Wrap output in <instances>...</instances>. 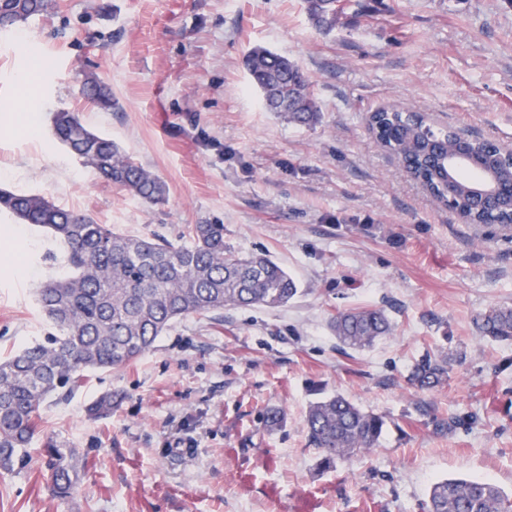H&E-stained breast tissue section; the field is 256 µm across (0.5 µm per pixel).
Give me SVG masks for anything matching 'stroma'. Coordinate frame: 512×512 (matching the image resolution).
<instances>
[{
  "label": "stroma",
  "mask_w": 512,
  "mask_h": 512,
  "mask_svg": "<svg viewBox=\"0 0 512 512\" xmlns=\"http://www.w3.org/2000/svg\"><path fill=\"white\" fill-rule=\"evenodd\" d=\"M341 4L326 32L302 0H54L0 35V189L132 237L220 224L227 249L270 255L300 289L280 308L187 317L136 361L46 402L25 465L0 469V512H425L442 479L512 490V345L474 327L512 304V229L438 205L366 122L412 108L512 150V0ZM257 45L312 78L316 125L264 110L244 66ZM89 77L111 88L112 109L85 97ZM32 95L34 138L14 122ZM61 110L161 178L164 201L143 205L81 164L52 132ZM19 233L24 250L5 262ZM53 250L43 229L0 215V360L49 330L36 290ZM371 307L392 333L340 353L331 317ZM441 354L448 383L411 387V367ZM106 391L111 414L89 417ZM336 393L386 430L323 471L305 418ZM271 409L285 416L275 430L262 423ZM452 415L460 425L443 429ZM50 438L74 450L64 499L47 482Z\"/></svg>",
  "instance_id": "stroma-1"
}]
</instances>
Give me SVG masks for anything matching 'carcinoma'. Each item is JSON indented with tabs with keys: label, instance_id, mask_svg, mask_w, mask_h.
I'll use <instances>...</instances> for the list:
<instances>
[{
	"label": "carcinoma",
	"instance_id": "carcinoma-1",
	"mask_svg": "<svg viewBox=\"0 0 512 512\" xmlns=\"http://www.w3.org/2000/svg\"><path fill=\"white\" fill-rule=\"evenodd\" d=\"M320 30L336 26L337 0H304ZM52 0H0V23L13 29L48 12ZM245 67L260 90L262 105L290 123L318 121L320 109L313 81L286 56L265 48L251 50ZM84 91L104 110L112 108V92L94 78ZM368 126L404 173L425 187L439 204L455 210L470 224L512 223V213L468 206L470 182L448 181L428 148L442 154L460 146L482 159V168L502 183L512 179V161L497 144L469 139L453 129L432 130L422 113L411 109L378 110ZM54 134L77 159L108 181L125 188L145 205L164 201V183L126 154L118 144L86 127L72 112H57ZM24 224L43 227L56 247L54 273L37 289V303L50 331L0 361V468L23 461L35 435V418L48 399L80 384L91 370L129 364L154 348L157 339L178 321L220 313L226 307H281L298 293L295 281L267 254L240 256L224 250V225L189 224L185 241L135 239L75 214L39 195L0 190V211ZM482 336L512 343V306L493 307L475 319ZM342 348L360 351L392 331L380 308L337 313L330 319ZM446 358L427 356L417 362L408 383L422 392L442 387L449 377ZM112 411V394L87 408L101 417ZM385 417L337 394L310 405V445L324 469L335 467L376 447ZM48 480L60 497L74 484L73 451L47 440ZM426 512H512V499L494 483L478 479H446L432 487Z\"/></svg>",
	"mask_w": 512,
	"mask_h": 512
}]
</instances>
